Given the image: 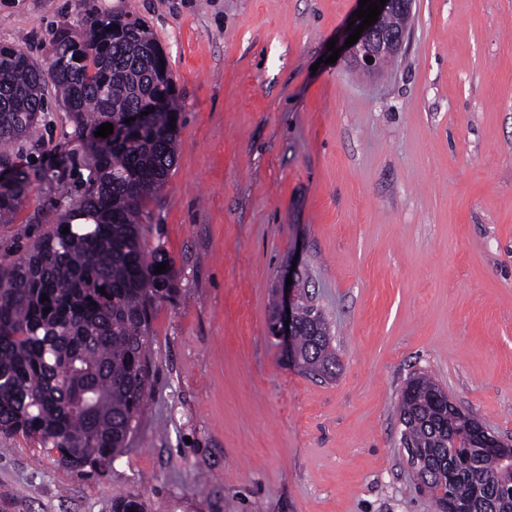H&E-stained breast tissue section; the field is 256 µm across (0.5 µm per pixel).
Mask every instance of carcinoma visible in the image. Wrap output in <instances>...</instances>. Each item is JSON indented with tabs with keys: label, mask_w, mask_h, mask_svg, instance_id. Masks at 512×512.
<instances>
[{
	"label": "carcinoma",
	"mask_w": 512,
	"mask_h": 512,
	"mask_svg": "<svg viewBox=\"0 0 512 512\" xmlns=\"http://www.w3.org/2000/svg\"><path fill=\"white\" fill-rule=\"evenodd\" d=\"M158 50L140 19L108 15L58 30L45 67L0 46V174H7L0 223L29 183L11 146L34 134L48 82L82 138L91 173L66 217L22 261L0 268V433L38 441L77 472L108 469L137 432L153 309L179 293L172 261L149 249L138 219L143 202L167 183L177 152L178 93ZM150 102L152 124L123 134L126 114ZM104 123L113 134L95 136ZM161 263L167 272L157 274ZM292 351L301 374H336L330 326L306 296ZM442 396L438 381L414 373L398 402L400 444L422 466L432 512H512V463L500 448L475 447L482 427ZM111 509L145 512V504L129 495Z\"/></svg>",
	"instance_id": "obj_1"
}]
</instances>
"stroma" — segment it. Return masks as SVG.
Here are the masks:
<instances>
[{
    "mask_svg": "<svg viewBox=\"0 0 512 512\" xmlns=\"http://www.w3.org/2000/svg\"><path fill=\"white\" fill-rule=\"evenodd\" d=\"M358 0H0V45L44 63L55 32L143 20L181 91L175 164L144 202L178 272L156 305L150 386L128 448L72 472L0 434V512H429L399 445L398 398L432 375L512 444V0H413L370 78L327 44ZM0 224L24 258L82 194L84 149L54 86ZM339 367H290L269 332L290 272Z\"/></svg>",
    "mask_w": 512,
    "mask_h": 512,
    "instance_id": "35a3bbf8",
    "label": "stroma"
}]
</instances>
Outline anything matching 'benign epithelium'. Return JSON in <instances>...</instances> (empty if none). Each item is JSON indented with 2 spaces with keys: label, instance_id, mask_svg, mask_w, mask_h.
<instances>
[{
  "label": "benign epithelium",
  "instance_id": "1",
  "mask_svg": "<svg viewBox=\"0 0 512 512\" xmlns=\"http://www.w3.org/2000/svg\"><path fill=\"white\" fill-rule=\"evenodd\" d=\"M412 0H387L385 7L378 16V21L362 32L358 42L342 50L344 62L351 68L375 75L380 73L385 59L398 55L407 38L408 30L403 28L397 32H389L382 27V20L389 14L410 12ZM301 291L298 280H293L289 291L280 293L276 336L285 351H290L291 336L298 329V308Z\"/></svg>",
  "mask_w": 512,
  "mask_h": 512
}]
</instances>
